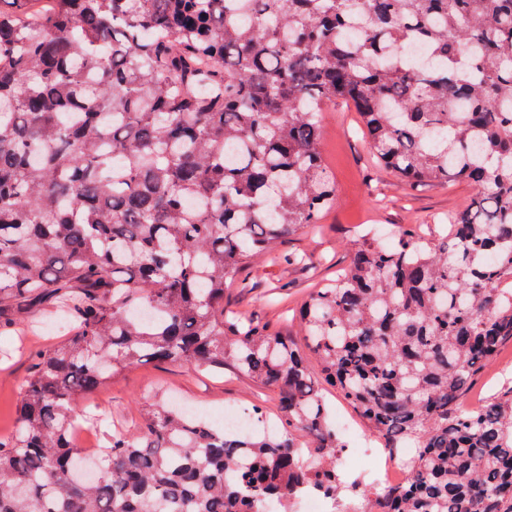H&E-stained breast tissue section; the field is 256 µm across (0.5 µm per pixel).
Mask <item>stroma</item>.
I'll use <instances>...</instances> for the list:
<instances>
[{"label": "stroma", "instance_id": "obj_1", "mask_svg": "<svg viewBox=\"0 0 512 512\" xmlns=\"http://www.w3.org/2000/svg\"><path fill=\"white\" fill-rule=\"evenodd\" d=\"M323 152L336 182V202L315 228H306L280 242L277 258L261 259L246 268L239 283L224 290V311L251 320L283 336L299 331L298 311L314 288L334 280L349 263L355 243L363 237L388 236L408 230L436 238L446 231L449 214L466 208L472 185L411 187L393 177L377 160L353 107L336 104L323 114ZM297 263H288V256ZM0 327V436L11 431L20 403V388L30 376L36 351L65 339L47 313L15 310ZM512 386V342L472 383L466 405H480ZM165 393L189 405L209 421L225 410L260 407L267 429L280 432L287 423L277 411L273 394L232 365L223 371L177 363L147 362L128 368L101 391L79 400L77 412L89 421L94 446H102L115 431L133 429L140 408L155 394Z\"/></svg>", "mask_w": 512, "mask_h": 512}]
</instances>
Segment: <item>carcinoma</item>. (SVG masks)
I'll return each mask as SVG.
<instances>
[{"label":"carcinoma","mask_w":512,"mask_h":512,"mask_svg":"<svg viewBox=\"0 0 512 512\" xmlns=\"http://www.w3.org/2000/svg\"><path fill=\"white\" fill-rule=\"evenodd\" d=\"M424 47L408 64L406 48ZM362 114L418 186L475 188L437 240H363L301 313L306 347L224 319V286L320 223L321 113ZM512 0H0V316L67 318L0 439V512H292L344 491L311 354L387 448L371 512H512V387L462 407L512 342ZM238 372L288 431L163 398L84 477L76 403L156 361ZM299 499L301 502L300 511L302 512L335 511L336 500L316 491L305 490L301 493Z\"/></svg>","instance_id":"cac0c4a2"}]
</instances>
